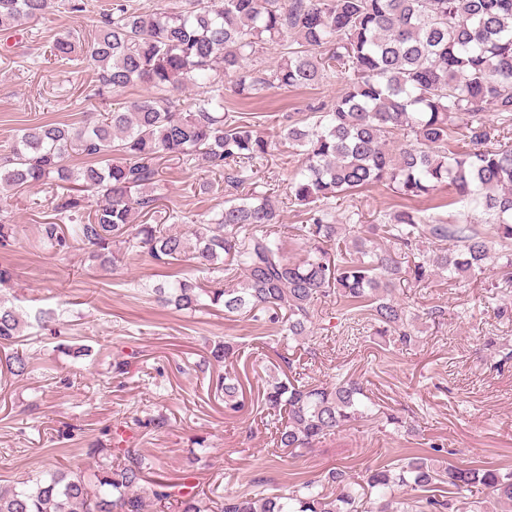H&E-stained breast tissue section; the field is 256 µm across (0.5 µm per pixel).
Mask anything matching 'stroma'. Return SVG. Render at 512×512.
<instances>
[{
    "instance_id": "1",
    "label": "stroma",
    "mask_w": 512,
    "mask_h": 512,
    "mask_svg": "<svg viewBox=\"0 0 512 512\" xmlns=\"http://www.w3.org/2000/svg\"><path fill=\"white\" fill-rule=\"evenodd\" d=\"M65 2L56 0L38 22L0 30V150L28 125L76 123L91 109L85 96L96 84L94 65L81 53L57 62L50 45L65 32L78 41L90 38L101 6L111 0H95V7L82 12ZM351 77L346 70L315 88L273 89L253 106L224 96L225 108L255 112L257 133L274 143L258 163V185L282 212L285 253L294 261L304 257L306 245L290 230L300 223L302 209L289 203L288 187L302 158L279 135L308 104L334 100ZM219 181L205 164L188 168L170 160L155 193L163 208L191 222L223 208L228 194L218 191ZM63 193L56 186H33L0 202L18 226L13 243L0 247V263L13 275L15 306L53 310L68 326L59 339L30 328L22 345L30 357L27 373L0 380V486L54 466H84L89 445L108 442L118 428L157 472L171 479L194 473L199 492L211 498L280 490L294 475L313 479L342 465L358 471L433 445L447 463L512 468V363L497 367L487 344L493 337L512 346V318L496 316L499 266L457 286L439 278L402 283L396 297L419 317L412 348L381 339L369 319L352 342L343 327L322 318L313 341L296 342L264 330L250 316H225L219 307L191 313L159 305L149 289L171 267L124 245L115 246L118 260L106 268L80 246L66 253L48 249L38 226L52 221L55 199ZM447 201L444 189L408 201L375 184L334 200L333 210L379 224L408 204L447 219L455 213ZM433 307L442 317L427 319ZM219 340L236 343L232 366L247 375L245 405L237 412L225 410L209 388L211 376L222 371L208 360ZM284 356L291 373L316 383H332L339 374L361 379L379 414L311 448L275 447V427L261 398L273 365ZM117 361L126 365L120 376L112 372ZM389 412L402 418V427L386 424ZM157 417L165 419L163 428L153 427Z\"/></svg>"
}]
</instances>
